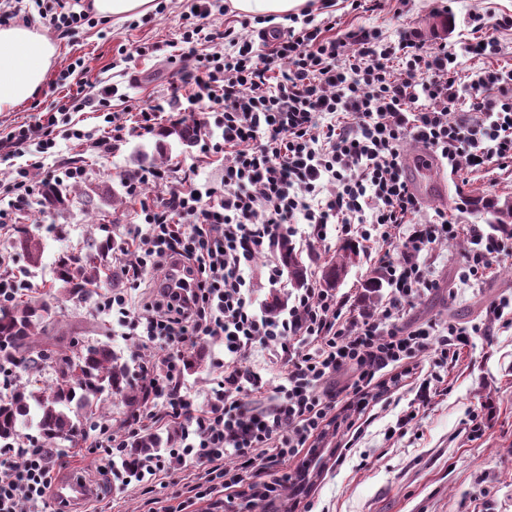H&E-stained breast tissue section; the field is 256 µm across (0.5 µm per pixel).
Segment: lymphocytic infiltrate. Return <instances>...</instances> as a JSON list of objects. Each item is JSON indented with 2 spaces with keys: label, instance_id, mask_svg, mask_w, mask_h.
Instances as JSON below:
<instances>
[{
  "label": "lymphocytic infiltrate",
  "instance_id": "obj_1",
  "mask_svg": "<svg viewBox=\"0 0 512 512\" xmlns=\"http://www.w3.org/2000/svg\"><path fill=\"white\" fill-rule=\"evenodd\" d=\"M195 22L182 32L184 53L198 56L203 42L221 41L223 50L198 56L199 64L172 86L167 98L137 112L133 124L112 123L92 138L75 128L66 139L96 153L119 150L126 133L149 135L164 125L194 122L203 153L224 160L219 185L184 175L178 184L161 167L129 170L122 182L139 202L140 223L130 225L117 262L127 282L138 284L155 270L180 264L186 294L157 288L153 301L129 306L120 290L102 306L115 313L130 338L163 346L152 364L140 368L142 392L155 410L125 423L136 436L147 422L177 424L178 447L129 461L125 439L100 429L91 450H103L102 473L126 487L170 478L176 465L192 461L202 471L191 494L167 512H188L196 501L241 486L246 476H263L269 500L288 485V463L339 430L337 407L363 411L407 379H415L420 405L445 383L471 337L492 327L512 326V295L500 297L473 326L403 325L407 307L437 288L429 255L437 242L466 236L473 249L465 258L467 276L480 278L492 257L512 253V238L485 234L478 226L450 223L446 214L419 223L421 209L402 171L400 144L420 142L445 161L451 174L485 172L512 165V67L496 65L498 38L464 42L462 52L483 60L460 75L455 50L417 37L391 41L377 29L357 28L335 35V16L300 29L269 22L264 53L234 26L206 29L211 0H195ZM194 111L186 113L181 102ZM56 116L24 123L0 135L5 155L24 153L30 143L42 152L56 145ZM40 161L17 168L0 184L14 210L25 209L34 193L53 200L64 182L79 179L80 167L60 165L40 186L29 179ZM161 187L144 196L146 185ZM307 225L309 239L329 237L400 243L397 260L377 254L389 288L383 310L353 315L332 289H297L285 312L254 308V262L270 256L266 276L277 284L282 270L274 255L282 241ZM224 341L219 376L203 402L185 385L183 344L208 337ZM276 348L285 373L263 378L246 363L253 347ZM431 371L417 372L421 356ZM347 376L339 397L328 384ZM268 395L265 405L250 401ZM0 512L45 502L53 458L40 448H0Z\"/></svg>",
  "mask_w": 512,
  "mask_h": 512
}]
</instances>
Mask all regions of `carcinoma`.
Here are the masks:
<instances>
[{"mask_svg": "<svg viewBox=\"0 0 512 512\" xmlns=\"http://www.w3.org/2000/svg\"><path fill=\"white\" fill-rule=\"evenodd\" d=\"M190 147L195 143L196 130L190 124L171 126L160 132ZM473 206L490 214L493 231L512 236V199L476 197ZM114 242L106 239L97 245L96 252L62 254L56 260V275L62 292L71 298L87 301L96 293L101 280H114L116 274L106 261ZM288 277L297 286L304 284L306 268L301 254L284 241L280 249ZM357 255L352 245L336 253L326 265L324 282L336 287ZM52 307L46 302L14 300L0 306V365L9 364L21 369L27 380L11 385L8 393L0 395V444L12 448L20 442V428L34 427L49 447L61 441L75 442L82 434L84 422L101 411L102 397L121 399L128 403L138 400V389L126 361L106 344H84L72 355L55 360V378L38 386L40 377L52 357L38 344L40 334L50 317ZM180 429L172 427L167 436L146 432L139 435L128 450V458L156 453L169 448L177 440Z\"/></svg>", "mask_w": 512, "mask_h": 512, "instance_id": "carcinoma-1", "label": "carcinoma"}]
</instances>
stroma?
Masks as SVG:
<instances>
[{
  "label": "stroma",
  "mask_w": 512,
  "mask_h": 512,
  "mask_svg": "<svg viewBox=\"0 0 512 512\" xmlns=\"http://www.w3.org/2000/svg\"><path fill=\"white\" fill-rule=\"evenodd\" d=\"M165 4L162 11L125 20L102 19L66 35L51 33L57 53L41 90L19 107L0 112V132L57 112L69 92L57 77L79 57L86 68L74 74V81L90 96L103 87L113 88L108 113L119 121H127L129 111L166 97L172 84L196 62L182 58L180 42L192 0H165ZM504 13L512 14V0H451L445 12L438 10L435 0H388L383 11L374 13L352 10L349 0H334L333 7L315 10L314 16L321 20L332 14L340 28H376L394 41L411 31L427 42L453 45L470 36V18L479 14L486 34L497 35L503 47L500 63L512 65V31L494 28L496 18ZM143 45L151 46L152 54L138 55L136 49ZM105 114L71 111L59 115L58 127L73 126L93 136L104 126ZM155 143L154 136L132 132L118 152L98 154L57 137L59 160L82 167V178L63 186L62 203L42 201L13 213L12 230L0 232V256L11 271L25 274L27 286L20 289V297L43 299L55 308L38 338L45 349L63 352L79 342H103L138 364L154 358V346L125 340L111 312L100 307V298L111 290L109 282L99 286L98 302L64 297L55 260L63 253L85 252L107 235L124 240L137 217L134 203L125 198L121 175L136 167V150L153 152ZM168 165L174 170L195 167L201 183H220L224 172L223 161L205 157L196 147L185 153L172 148ZM439 175L445 195L424 204L417 221L442 212L449 221L482 226L486 215L465 207L464 195L512 196V167L471 173L463 180L444 167ZM25 232L43 243L38 264H31L19 245ZM470 248L463 237L434 245L431 270L439 286L416 302L404 323L472 325L482 321L493 301L512 294V256L495 257L491 274L482 281L463 280L464 257ZM378 249V243H360L354 264L336 286L338 294L350 296L359 314L367 311L364 284L374 273ZM414 397L413 388H403L357 417L359 432L352 449L337 448L325 459L320 476L295 512H512V328L496 330L490 337H472L456 366L448 370L447 393L433 394L415 421L388 436V428ZM488 405L493 408L492 418L485 420L479 435H471L472 416L483 414ZM88 444L84 438L59 449L55 471L71 468L86 479L98 480L100 456Z\"/></svg>",
  "instance_id": "1"
}]
</instances>
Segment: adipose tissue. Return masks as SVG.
<instances>
[{
	"mask_svg": "<svg viewBox=\"0 0 512 512\" xmlns=\"http://www.w3.org/2000/svg\"><path fill=\"white\" fill-rule=\"evenodd\" d=\"M56 57L54 43L32 28H0V111L29 100Z\"/></svg>",
	"mask_w": 512,
	"mask_h": 512,
	"instance_id": "1",
	"label": "adipose tissue"
}]
</instances>
